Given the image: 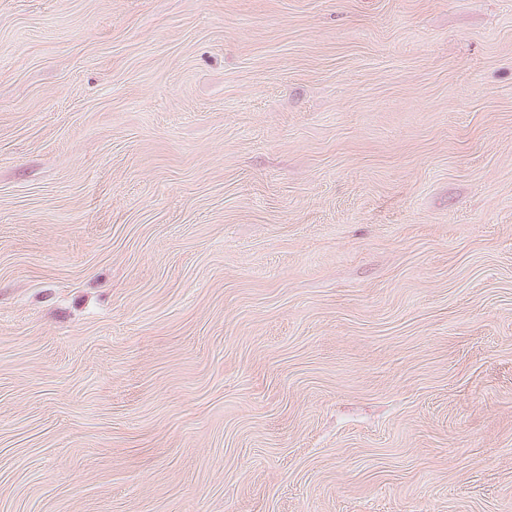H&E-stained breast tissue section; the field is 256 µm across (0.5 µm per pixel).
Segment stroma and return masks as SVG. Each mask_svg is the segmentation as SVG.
<instances>
[{"label": "stroma", "mask_w": 512, "mask_h": 512, "mask_svg": "<svg viewBox=\"0 0 512 512\" xmlns=\"http://www.w3.org/2000/svg\"><path fill=\"white\" fill-rule=\"evenodd\" d=\"M0 512H512V0H0Z\"/></svg>", "instance_id": "stroma-1"}]
</instances>
